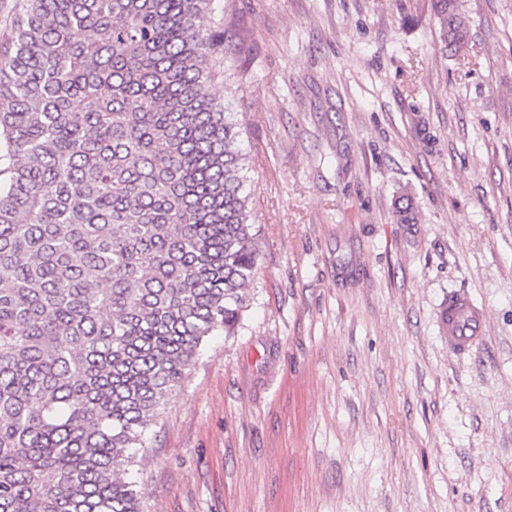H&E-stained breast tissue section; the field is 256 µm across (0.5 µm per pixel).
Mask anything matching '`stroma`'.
Masks as SVG:
<instances>
[{
  "mask_svg": "<svg viewBox=\"0 0 512 512\" xmlns=\"http://www.w3.org/2000/svg\"><path fill=\"white\" fill-rule=\"evenodd\" d=\"M226 7L258 270L137 451L143 512H512V0H462L456 53L430 0ZM440 319L448 334V350L458 355L468 354L486 334L485 310L466 294L449 293Z\"/></svg>",
  "mask_w": 512,
  "mask_h": 512,
  "instance_id": "35a3bbf8",
  "label": "stroma"
}]
</instances>
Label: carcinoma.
Listing matches in <instances>:
<instances>
[{
	"mask_svg": "<svg viewBox=\"0 0 512 512\" xmlns=\"http://www.w3.org/2000/svg\"><path fill=\"white\" fill-rule=\"evenodd\" d=\"M212 2L23 0L0 42V512H140L131 449L239 331L258 231L211 86L249 69ZM431 10L463 48L461 0Z\"/></svg>",
	"mask_w": 512,
	"mask_h": 512,
	"instance_id": "1",
	"label": "carcinoma"
}]
</instances>
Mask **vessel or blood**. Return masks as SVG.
<instances>
[{
    "label": "vessel or blood",
    "instance_id": "b4317fda",
    "mask_svg": "<svg viewBox=\"0 0 512 512\" xmlns=\"http://www.w3.org/2000/svg\"><path fill=\"white\" fill-rule=\"evenodd\" d=\"M440 319L448 336V348L458 355L468 354L486 334L487 315L466 294L449 293Z\"/></svg>",
    "mask_w": 512,
    "mask_h": 512
}]
</instances>
